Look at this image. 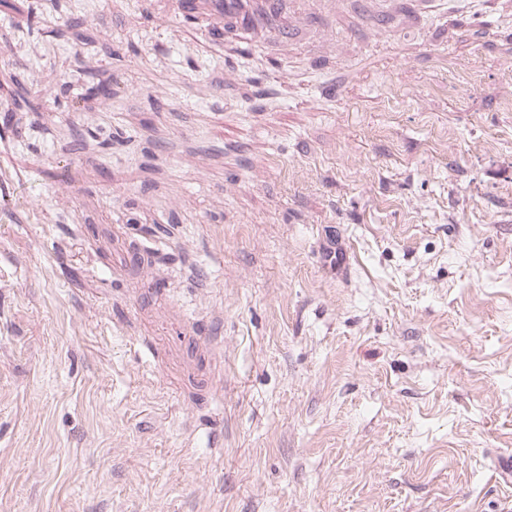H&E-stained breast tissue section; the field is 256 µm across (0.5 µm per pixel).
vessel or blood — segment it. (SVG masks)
I'll use <instances>...</instances> for the list:
<instances>
[{
	"mask_svg": "<svg viewBox=\"0 0 512 512\" xmlns=\"http://www.w3.org/2000/svg\"><path fill=\"white\" fill-rule=\"evenodd\" d=\"M170 14L209 23L223 36L288 40L296 24L288 0H168Z\"/></svg>",
	"mask_w": 512,
	"mask_h": 512,
	"instance_id": "vessel-or-blood-1",
	"label": "vessel or blood"
}]
</instances>
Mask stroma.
<instances>
[{
    "mask_svg": "<svg viewBox=\"0 0 512 512\" xmlns=\"http://www.w3.org/2000/svg\"><path fill=\"white\" fill-rule=\"evenodd\" d=\"M27 2L0 512H512V0ZM168 11L193 16L224 37H278L288 41L296 19L288 13V0H169Z\"/></svg>",
    "mask_w": 512,
    "mask_h": 512,
    "instance_id": "stroma-1",
    "label": "stroma"
}]
</instances>
